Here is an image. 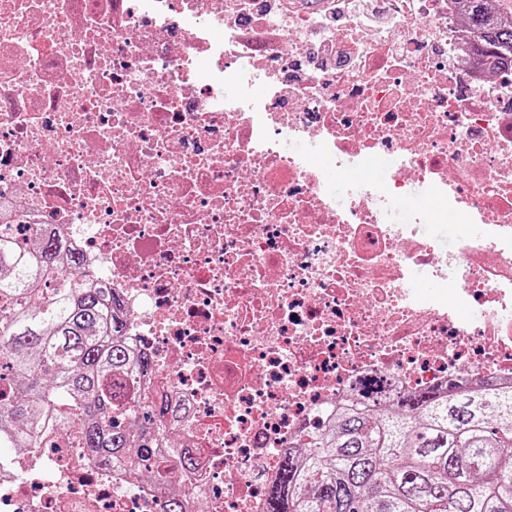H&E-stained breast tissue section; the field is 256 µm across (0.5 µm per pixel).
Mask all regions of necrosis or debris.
Here are the masks:
<instances>
[{"label":"necrosis or debris","instance_id":"4bbe7bcc","mask_svg":"<svg viewBox=\"0 0 512 512\" xmlns=\"http://www.w3.org/2000/svg\"><path fill=\"white\" fill-rule=\"evenodd\" d=\"M413 4L391 53L274 0H0V222L107 278L153 361L141 392L177 411L155 423L173 482L29 448L0 462V512H262L300 431L365 384L512 381V55L479 56L463 0ZM382 153L384 185L328 195ZM417 194L457 217L454 252L430 213L383 222ZM413 269L459 288L418 300Z\"/></svg>","mask_w":512,"mask_h":512}]
</instances>
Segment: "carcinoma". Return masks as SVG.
<instances>
[{
    "instance_id": "obj_1",
    "label": "carcinoma",
    "mask_w": 512,
    "mask_h": 512,
    "mask_svg": "<svg viewBox=\"0 0 512 512\" xmlns=\"http://www.w3.org/2000/svg\"><path fill=\"white\" fill-rule=\"evenodd\" d=\"M468 0L486 45L512 50V21ZM83 259L47 231L22 246L0 226V448H41L60 434L99 467L133 475L172 470L153 418L167 404L132 397L152 369L123 339L108 283L83 278ZM284 454L265 512H512V388L405 392L376 414L363 401L300 435Z\"/></svg>"
}]
</instances>
